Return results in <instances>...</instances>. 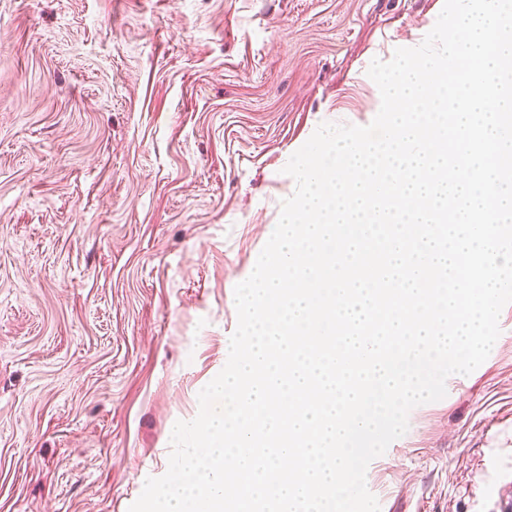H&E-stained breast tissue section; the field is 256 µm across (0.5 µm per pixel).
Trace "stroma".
I'll return each mask as SVG.
<instances>
[{
  "label": "stroma",
  "instance_id": "stroma-1",
  "mask_svg": "<svg viewBox=\"0 0 512 512\" xmlns=\"http://www.w3.org/2000/svg\"><path fill=\"white\" fill-rule=\"evenodd\" d=\"M444 0H0V512H128L225 366L324 122ZM371 461L380 512H512V303Z\"/></svg>",
  "mask_w": 512,
  "mask_h": 512
}]
</instances>
